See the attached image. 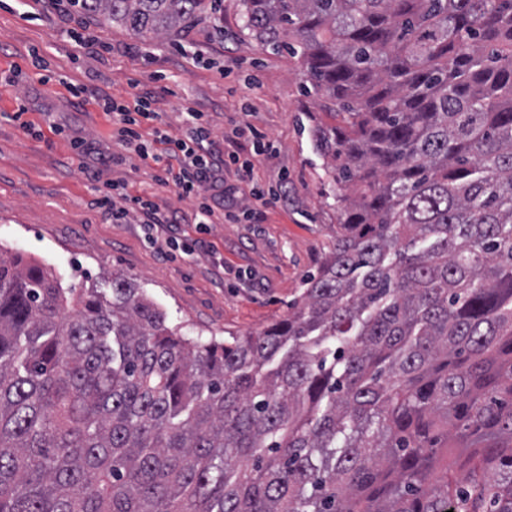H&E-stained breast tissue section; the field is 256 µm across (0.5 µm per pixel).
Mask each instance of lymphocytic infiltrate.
<instances>
[{"mask_svg": "<svg viewBox=\"0 0 512 512\" xmlns=\"http://www.w3.org/2000/svg\"><path fill=\"white\" fill-rule=\"evenodd\" d=\"M95 103L113 119V137L141 160L163 166L168 180L180 195L193 200L200 228H207L216 215L228 224L259 223L264 218L265 208L279 201L277 188H264L253 182L255 158L270 155L274 148L273 143L256 129L246 126L235 131L237 137L249 142L247 152L220 153L214 148L207 116L193 107H185L183 131L174 137L157 127L159 114L152 97L140 96L129 104L105 94L97 96ZM146 123L153 126L151 135L147 137L141 132ZM226 173L249 186L255 207L241 210L228 200L222 180ZM96 204L110 212L117 222L124 220L133 210L149 219L157 214V206L152 199L128 194L124 183L118 180L107 183Z\"/></svg>", "mask_w": 512, "mask_h": 512, "instance_id": "f902f5d3", "label": "lymphocytic infiltrate"}]
</instances>
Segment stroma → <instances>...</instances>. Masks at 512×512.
I'll return each instance as SVG.
<instances>
[{"mask_svg": "<svg viewBox=\"0 0 512 512\" xmlns=\"http://www.w3.org/2000/svg\"><path fill=\"white\" fill-rule=\"evenodd\" d=\"M238 13L239 0H220L201 20L157 38L83 16L84 27L112 47L98 53L77 48L49 0H0V248L50 266L66 287L107 293L113 275L131 277L187 336L255 335L287 318L339 222L328 161L312 134L325 119L323 100L306 91L299 57L263 48L241 31ZM136 47L147 58L133 55ZM194 48L199 57L191 56ZM70 82L128 99L151 93L174 136L183 131L186 105L209 115L219 141L239 122L250 123L277 148L256 164L254 181L267 186L287 176L283 202L268 209L265 223H218L205 247L168 250L167 239L199 235L193 203L156 181L154 163L126 158L109 117L72 98ZM20 105L40 133L10 120ZM56 126L63 135L53 134ZM76 140L90 151L77 153ZM112 179L125 181L130 194L154 197L164 220L157 240L140 215L116 224L97 208ZM173 215L179 223H170Z\"/></svg>", "mask_w": 512, "mask_h": 512, "instance_id": "stroma-1", "label": "stroma"}]
</instances>
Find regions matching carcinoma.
Returning <instances> with one entry per match:
<instances>
[{"instance_id":"obj_1","label":"carcinoma","mask_w":512,"mask_h":512,"mask_svg":"<svg viewBox=\"0 0 512 512\" xmlns=\"http://www.w3.org/2000/svg\"><path fill=\"white\" fill-rule=\"evenodd\" d=\"M72 2L144 37L208 8ZM240 18L326 101L336 243L222 342L0 249V512H512V0Z\"/></svg>"}]
</instances>
